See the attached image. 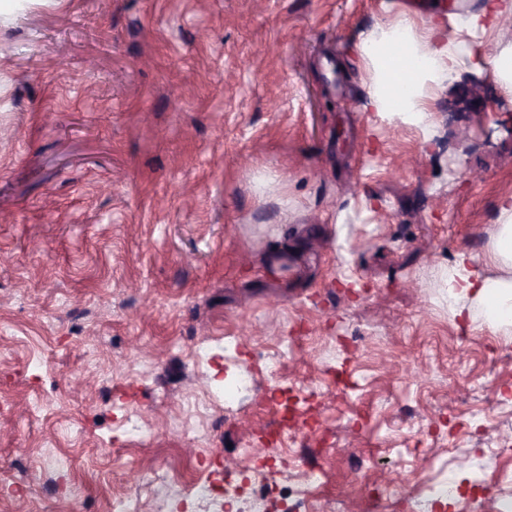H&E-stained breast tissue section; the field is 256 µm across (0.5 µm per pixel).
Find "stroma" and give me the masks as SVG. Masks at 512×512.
<instances>
[{
    "mask_svg": "<svg viewBox=\"0 0 512 512\" xmlns=\"http://www.w3.org/2000/svg\"><path fill=\"white\" fill-rule=\"evenodd\" d=\"M28 4L0 10V512H176L247 449L317 512L450 474L435 512H498L512 335L445 272L502 274L512 97L465 64L424 125L364 108L359 34L423 0Z\"/></svg>",
    "mask_w": 512,
    "mask_h": 512,
    "instance_id": "obj_1",
    "label": "stroma"
}]
</instances>
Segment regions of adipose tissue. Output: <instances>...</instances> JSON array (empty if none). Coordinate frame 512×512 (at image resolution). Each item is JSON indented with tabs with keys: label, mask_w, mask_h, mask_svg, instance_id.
<instances>
[{
	"label": "adipose tissue",
	"mask_w": 512,
	"mask_h": 512,
	"mask_svg": "<svg viewBox=\"0 0 512 512\" xmlns=\"http://www.w3.org/2000/svg\"><path fill=\"white\" fill-rule=\"evenodd\" d=\"M429 23L417 25L406 11L382 19L358 41L361 61L372 74L367 105L374 112L407 116L420 124L427 118L432 94L445 90L458 75L459 46L448 40L446 28L455 13H443L438 0L429 5ZM490 257L509 270L506 278L482 277L467 269L468 257L459 254L448 269V295L474 296L478 315L504 333H512V198L499 207V230Z\"/></svg>",
	"instance_id": "adipose-tissue-1"
}]
</instances>
